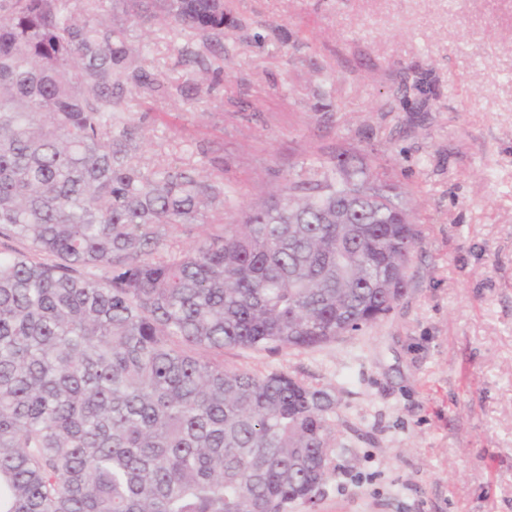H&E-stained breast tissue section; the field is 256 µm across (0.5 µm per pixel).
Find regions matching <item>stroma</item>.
<instances>
[{"label":"stroma","mask_w":512,"mask_h":512,"mask_svg":"<svg viewBox=\"0 0 512 512\" xmlns=\"http://www.w3.org/2000/svg\"><path fill=\"white\" fill-rule=\"evenodd\" d=\"M224 73L188 91L190 33L132 27L154 97L128 96L140 162L224 168L242 209L350 151L386 165L423 234L382 322L225 366L336 400L316 503L288 512H512V0H224ZM220 164H213V157Z\"/></svg>","instance_id":"35a3bbf8"}]
</instances>
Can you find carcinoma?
<instances>
[{
	"label": "carcinoma",
	"instance_id": "obj_1",
	"mask_svg": "<svg viewBox=\"0 0 512 512\" xmlns=\"http://www.w3.org/2000/svg\"><path fill=\"white\" fill-rule=\"evenodd\" d=\"M198 37L224 0H0V512H288L335 454L330 393L206 353L300 350L385 318L422 230L347 151L224 223V184L147 172L129 25ZM347 209L349 223H336ZM204 228L186 246L172 230Z\"/></svg>",
	"mask_w": 512,
	"mask_h": 512
}]
</instances>
